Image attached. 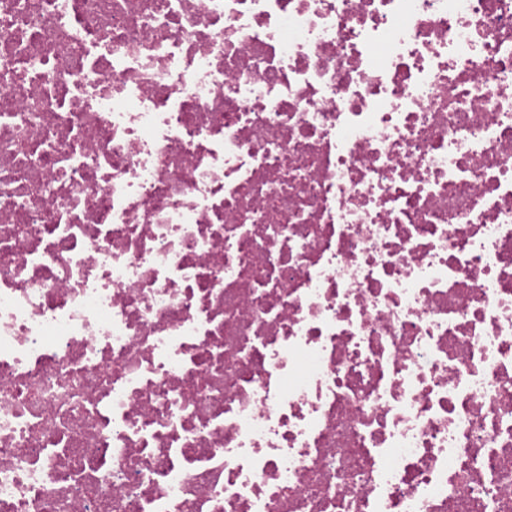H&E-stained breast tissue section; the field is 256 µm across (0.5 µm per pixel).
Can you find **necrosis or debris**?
Returning a JSON list of instances; mask_svg holds the SVG:
<instances>
[{
    "instance_id": "1",
    "label": "necrosis or debris",
    "mask_w": 512,
    "mask_h": 512,
    "mask_svg": "<svg viewBox=\"0 0 512 512\" xmlns=\"http://www.w3.org/2000/svg\"><path fill=\"white\" fill-rule=\"evenodd\" d=\"M0 512H512V0H0Z\"/></svg>"
}]
</instances>
